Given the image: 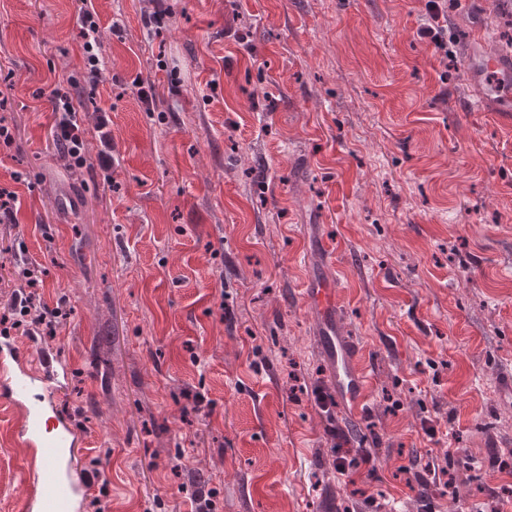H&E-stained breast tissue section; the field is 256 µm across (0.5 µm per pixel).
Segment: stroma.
Segmentation results:
<instances>
[{"label":"stroma","instance_id":"stroma-1","mask_svg":"<svg viewBox=\"0 0 512 512\" xmlns=\"http://www.w3.org/2000/svg\"><path fill=\"white\" fill-rule=\"evenodd\" d=\"M475 2L447 4L448 56L419 35L425 0H166L158 29L156 0H0V187L18 195L0 312L17 259L70 312L34 343L70 368L57 402L83 439V512H190L196 492L210 512H512L494 465L512 455V112L466 69L512 28ZM66 86L78 171L54 141ZM323 277L364 348L359 420L300 291ZM13 423L0 411V512L27 491ZM334 427L371 465L337 473ZM427 456L456 503L416 482ZM77 23L80 33L84 39L83 50L86 60L87 74L89 81H95L100 73V57H99V40H98V23L95 20V14L88 8L79 7L77 14ZM53 112L58 114L56 138L73 168L82 169L87 162L84 155L83 130L78 107L70 92L56 89L51 99Z\"/></svg>","mask_w":512,"mask_h":512}]
</instances>
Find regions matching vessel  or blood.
Returning <instances> with one entry per match:
<instances>
[{"label": "vessel or blood", "instance_id": "obj_1", "mask_svg": "<svg viewBox=\"0 0 512 512\" xmlns=\"http://www.w3.org/2000/svg\"><path fill=\"white\" fill-rule=\"evenodd\" d=\"M473 82L500 92V109L512 110V51L471 58ZM309 302L321 314L323 341L330 352L333 377L346 394L352 415H360L368 401L369 378L355 369L359 346L336 331V290L329 283L309 289ZM69 369L58 357L42 352L33 357L7 336L0 338V405L18 409L19 428L10 437L35 449L36 460L22 459L30 486L25 512H81L87 488L80 475L82 439L63 414L55 393Z\"/></svg>", "mask_w": 512, "mask_h": 512}]
</instances>
